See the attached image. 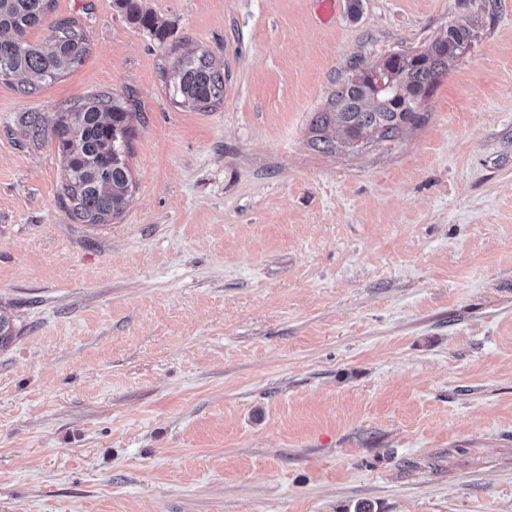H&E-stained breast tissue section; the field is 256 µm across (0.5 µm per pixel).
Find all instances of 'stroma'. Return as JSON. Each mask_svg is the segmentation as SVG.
<instances>
[{
    "label": "stroma",
    "instance_id": "35a3bbf8",
    "mask_svg": "<svg viewBox=\"0 0 512 512\" xmlns=\"http://www.w3.org/2000/svg\"><path fill=\"white\" fill-rule=\"evenodd\" d=\"M55 0L89 51L0 82V512H512V0ZM472 46L393 142L324 152L336 85ZM224 68L200 112L167 78ZM130 101L135 180L68 218L19 117ZM139 0H118L126 14L135 22L139 23L143 28H147L157 32L158 36L163 37L162 28H158L155 18L147 12H142L138 2Z\"/></svg>",
    "mask_w": 512,
    "mask_h": 512
}]
</instances>
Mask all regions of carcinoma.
<instances>
[{
  "label": "carcinoma",
  "mask_w": 512,
  "mask_h": 512,
  "mask_svg": "<svg viewBox=\"0 0 512 512\" xmlns=\"http://www.w3.org/2000/svg\"><path fill=\"white\" fill-rule=\"evenodd\" d=\"M53 0H0V77H16L30 92L54 81L88 51L84 31L74 19L49 26L46 42L34 44L28 32L44 25ZM126 14L142 27L163 36L155 18L140 9L138 0H118ZM471 46L467 23L448 25L446 33L421 52L391 54L377 68L380 81L391 85L379 91L370 72L362 71L342 82L331 101L332 110L313 120L315 145L325 152L337 144L354 148L368 140L392 142L403 127L420 119L410 102L425 97L446 75L448 63ZM172 94L180 103L205 110L224 99V74L203 53L180 60L170 75ZM128 103L105 94H93L57 113L51 129L34 112H25L20 124L28 138L51 136L64 166L61 186L68 216L82 224L103 225L122 213L132 187L127 163L132 136ZM17 337L10 316L0 311V348Z\"/></svg>",
  "instance_id": "carcinoma-1"
}]
</instances>
